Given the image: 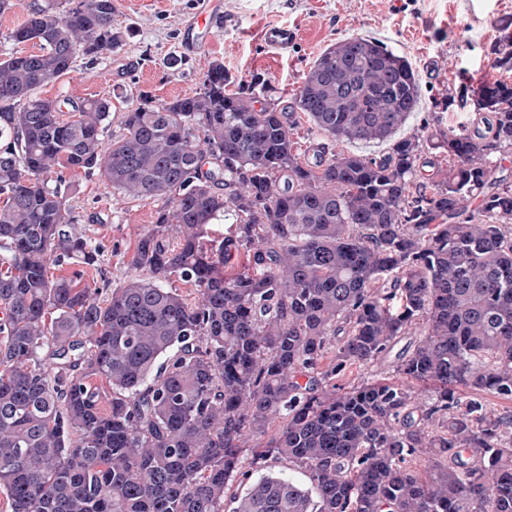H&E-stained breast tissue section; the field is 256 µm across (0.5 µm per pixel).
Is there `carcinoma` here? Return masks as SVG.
Instances as JSON below:
<instances>
[{"label":"carcinoma","instance_id":"1","mask_svg":"<svg viewBox=\"0 0 512 512\" xmlns=\"http://www.w3.org/2000/svg\"><path fill=\"white\" fill-rule=\"evenodd\" d=\"M114 15L113 0L33 2L8 38L39 52L0 60L11 512H224L228 485L268 455L308 483L262 476L232 512H512V413L491 403L512 401V178L497 175L512 83L474 91L467 125H425L380 157L325 143L310 161L293 113L228 91L215 63L191 96H138L109 141L110 99L65 113L37 91L78 55L112 52ZM511 26L492 46L506 71ZM420 84L405 57L351 36L314 61L294 107L337 144L385 141ZM75 168L162 202L133 258L149 277L104 284L102 301L81 270L48 274L97 256L67 205ZM230 212L234 229L207 239ZM382 362L392 377L348 383ZM254 436L266 441L247 463Z\"/></svg>","mask_w":512,"mask_h":512}]
</instances>
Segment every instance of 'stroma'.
Masks as SVG:
<instances>
[{
  "instance_id": "stroma-1",
  "label": "stroma",
  "mask_w": 512,
  "mask_h": 512,
  "mask_svg": "<svg viewBox=\"0 0 512 512\" xmlns=\"http://www.w3.org/2000/svg\"><path fill=\"white\" fill-rule=\"evenodd\" d=\"M201 0H121L114 25L124 39L95 64L77 58L72 70L40 89L48 99L112 100L108 133H120L127 107L117 90L141 91L156 101L193 95L202 76L220 62L231 89L246 91L253 77L267 83L271 97L292 105L316 58L350 36L379 40L405 56L421 75V104L398 138L420 132L424 121L457 123L472 119L463 96L495 79L512 83V71L493 65L491 48L500 24L512 20V0H223L224 26L201 55L182 54L192 34L190 21ZM272 24L293 27L298 38L291 52L278 54L263 37ZM68 203L80 227L98 250L82 285L118 286L135 276L132 264L140 236L156 222L159 202L116 199L97 176L64 170Z\"/></svg>"
}]
</instances>
